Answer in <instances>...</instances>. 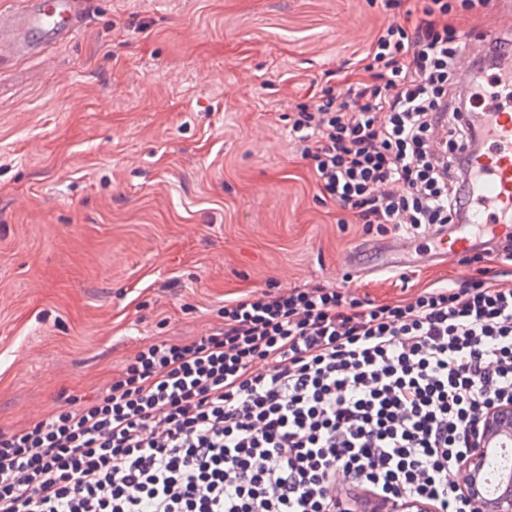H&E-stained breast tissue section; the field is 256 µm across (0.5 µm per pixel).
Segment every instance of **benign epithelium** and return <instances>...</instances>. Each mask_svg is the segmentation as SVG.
<instances>
[{
  "mask_svg": "<svg viewBox=\"0 0 512 512\" xmlns=\"http://www.w3.org/2000/svg\"><path fill=\"white\" fill-rule=\"evenodd\" d=\"M500 442L512 444V403L500 405L482 418L478 437L462 464L467 475L462 494L478 508V512H512V470L507 474L505 490L490 495L484 488V482L489 480L487 445ZM411 507L410 503L368 496L358 502L356 512H408Z\"/></svg>",
  "mask_w": 512,
  "mask_h": 512,
  "instance_id": "benign-epithelium-1",
  "label": "benign epithelium"
}]
</instances>
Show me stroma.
<instances>
[{
  "label": "stroma",
  "instance_id": "1",
  "mask_svg": "<svg viewBox=\"0 0 512 512\" xmlns=\"http://www.w3.org/2000/svg\"><path fill=\"white\" fill-rule=\"evenodd\" d=\"M412 0H88L82 30L0 63V429L99 394L138 347L268 286L376 302L460 283L412 240L411 282L351 267L383 246L322 201L288 115L345 99Z\"/></svg>",
  "mask_w": 512,
  "mask_h": 512
}]
</instances>
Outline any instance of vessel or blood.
<instances>
[{
    "label": "vessel or blood",
    "mask_w": 512,
    "mask_h": 512,
    "mask_svg": "<svg viewBox=\"0 0 512 512\" xmlns=\"http://www.w3.org/2000/svg\"><path fill=\"white\" fill-rule=\"evenodd\" d=\"M85 11L86 0H22L18 10L0 14V59L68 42L81 30ZM511 29L512 15H504L499 31L467 35L464 54L479 57ZM488 85L481 95V111L458 115L478 132L479 145L468 150L470 178L464 222L432 235L439 256L450 252L466 255L489 240L512 234V70L498 73Z\"/></svg>",
    "instance_id": "vessel-or-blood-1"
}]
</instances>
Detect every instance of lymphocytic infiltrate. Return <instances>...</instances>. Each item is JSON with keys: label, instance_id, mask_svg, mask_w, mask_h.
<instances>
[{"label": "lymphocytic infiltrate", "instance_id": "lymphocytic-infiltrate-1", "mask_svg": "<svg viewBox=\"0 0 512 512\" xmlns=\"http://www.w3.org/2000/svg\"><path fill=\"white\" fill-rule=\"evenodd\" d=\"M366 54L345 101L322 91L290 130L322 200L365 231L461 221L474 130L449 122L457 12L415 0ZM224 321L159 339L95 399L0 429V512H349L351 492L476 512L462 463L512 403V288L481 278L378 304L311 285L225 301Z\"/></svg>", "mask_w": 512, "mask_h": 512}]
</instances>
